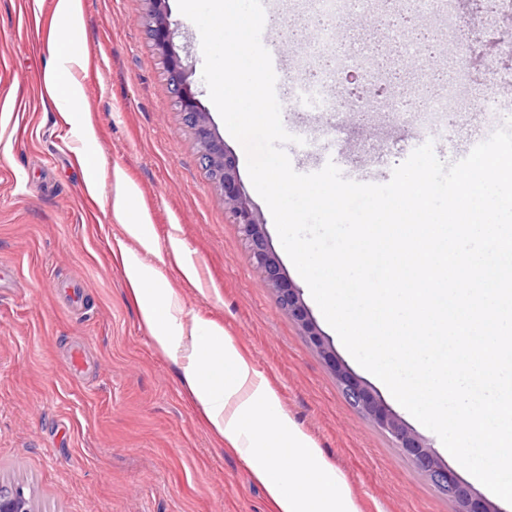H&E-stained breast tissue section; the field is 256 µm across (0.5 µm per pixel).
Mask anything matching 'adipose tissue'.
Segmentation results:
<instances>
[{
    "instance_id": "1",
    "label": "adipose tissue",
    "mask_w": 512,
    "mask_h": 512,
    "mask_svg": "<svg viewBox=\"0 0 512 512\" xmlns=\"http://www.w3.org/2000/svg\"><path fill=\"white\" fill-rule=\"evenodd\" d=\"M78 3L57 2L62 31L53 46L58 66L48 82L53 100L65 103L75 131L91 145L95 137L80 109L81 94L67 78L70 65L82 60ZM112 212L140 245L124 255L122 267L155 345L180 362L182 383L209 428L238 453L277 512H359L344 476L279 409L275 392L223 328L184 323L178 299L151 261L156 253L151 221L138 205L135 187L116 180Z\"/></svg>"
}]
</instances>
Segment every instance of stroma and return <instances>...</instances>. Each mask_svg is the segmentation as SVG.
Segmentation results:
<instances>
[{"instance_id": "35a3bbf8", "label": "stroma", "mask_w": 512, "mask_h": 512, "mask_svg": "<svg viewBox=\"0 0 512 512\" xmlns=\"http://www.w3.org/2000/svg\"><path fill=\"white\" fill-rule=\"evenodd\" d=\"M56 0H0V480L24 486L35 512H275L264 487L207 427L182 384L179 364L157 350L123 276V251L137 249L111 209L122 171L147 210L159 255L184 320L215 321L275 390L279 407L310 435L349 484L360 512H455L391 436L346 400L322 355L283 312L254 267L224 199L200 160L175 102L166 65L145 18L149 0H80L84 55L73 68L82 109L95 128L90 151L47 98ZM188 53L191 88L233 159L286 277L299 284L271 212L254 189L246 153L228 132L202 78L200 33L166 0ZM343 33L375 41L360 80L368 112L299 122L282 106L284 128L314 139L285 144L295 170L317 153L346 179L405 161L421 136L418 117L398 122L381 108L376 78L394 61L380 28L354 0ZM512 16L479 32L472 98L503 93L512 73ZM100 188L86 186L89 156ZM182 240L196 272L183 278L170 249ZM82 290V305L63 298ZM85 367L69 364L72 348Z\"/></svg>"}]
</instances>
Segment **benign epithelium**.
<instances>
[{"instance_id":"benign-epithelium-1","label":"benign epithelium","mask_w":512,"mask_h":512,"mask_svg":"<svg viewBox=\"0 0 512 512\" xmlns=\"http://www.w3.org/2000/svg\"><path fill=\"white\" fill-rule=\"evenodd\" d=\"M147 25L164 54L167 72L176 104L183 119L195 130L200 157L209 172L214 187L224 198V211L237 224L254 266L263 274L267 285L277 296L280 309L295 320L310 337L314 346L331 366L338 384L351 405L368 415L382 430L390 434L398 447L410 457L438 493L455 504V512H497L475 496L455 472L447 468L435 450L424 439L407 428L382 402L378 401L341 361L317 332L302 300L300 289L284 276L278 258L271 250L261 224L247 198L242 193L235 165L224 150V144L210 128L209 114L205 112L191 90L189 75L181 57L174 49V31L162 5L165 0H149ZM28 500L23 497H0V512H30Z\"/></svg>"}]
</instances>
